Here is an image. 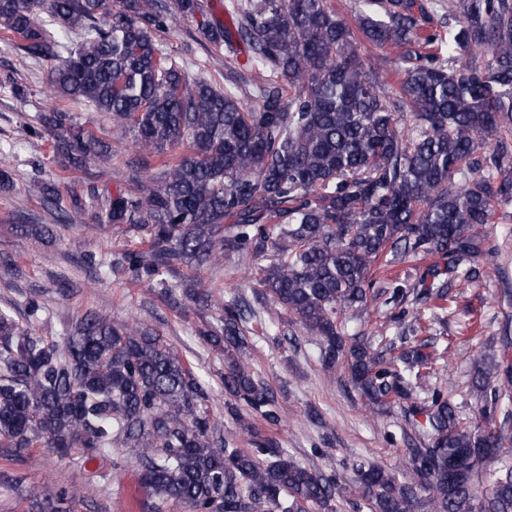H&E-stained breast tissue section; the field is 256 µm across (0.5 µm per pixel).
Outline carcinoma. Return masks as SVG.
I'll list each match as a JSON object with an SVG mask.
<instances>
[{
	"mask_svg": "<svg viewBox=\"0 0 512 512\" xmlns=\"http://www.w3.org/2000/svg\"><path fill=\"white\" fill-rule=\"evenodd\" d=\"M443 9L448 26L435 23ZM231 24L199 32L248 52L261 79L223 88L191 80L156 35L176 14H204L203 0H0V32L35 60H52L56 99H80L138 147L161 156L157 181L115 192L91 182L74 194L68 222L95 209L98 223L139 245L104 257L82 254L129 283L158 285L204 317L210 290L197 278L224 262H254L262 312L285 311L321 346L329 365L368 405L397 404L427 417L426 439L404 449V481L360 465L355 481L368 512H512V364L477 370L469 393L478 420L429 388L440 355L414 316L395 335L347 334L375 304L448 300V282L473 287L495 255L483 227L512 203V0H354L349 24L330 0H229ZM46 18H41V15ZM80 41H65L69 34ZM394 47L397 79L384 80L375 52ZM30 133L50 138L64 167L108 163L112 143L54 107ZM51 204L58 186L33 184ZM406 266L373 291L376 275ZM44 302L26 323L0 309V447L15 458L50 448L72 464L127 451L154 512H336V478L296 462L253 419L279 420L274 393L250 373L248 327L257 309L235 294L217 323L199 330L224 352L228 413L249 447L224 442L211 387L145 322L117 327L86 314L61 336L44 333ZM250 411L251 420L240 414ZM0 484L29 499L30 512H71L74 485Z\"/></svg>",
	"mask_w": 512,
	"mask_h": 512,
	"instance_id": "cac0c4a2",
	"label": "carcinoma"
}]
</instances>
